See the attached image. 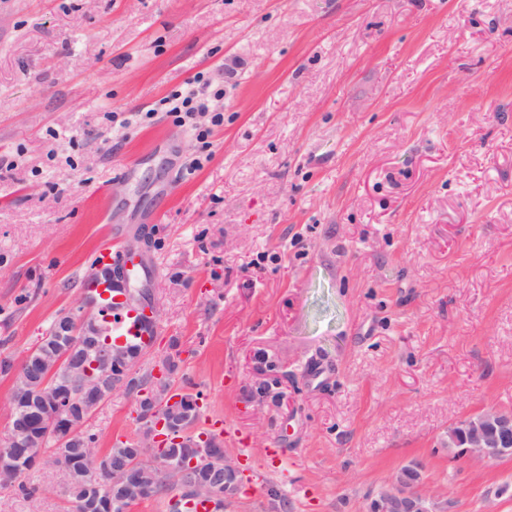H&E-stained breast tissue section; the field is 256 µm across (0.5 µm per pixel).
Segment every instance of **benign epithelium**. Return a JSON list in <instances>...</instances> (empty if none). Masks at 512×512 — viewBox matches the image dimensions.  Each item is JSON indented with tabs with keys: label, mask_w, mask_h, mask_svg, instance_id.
Instances as JSON below:
<instances>
[{
	"label": "benign epithelium",
	"mask_w": 512,
	"mask_h": 512,
	"mask_svg": "<svg viewBox=\"0 0 512 512\" xmlns=\"http://www.w3.org/2000/svg\"><path fill=\"white\" fill-rule=\"evenodd\" d=\"M89 312L90 309L82 307L72 312L69 322L56 332V347L42 349L37 345L29 351L31 355L38 354L47 376H63L76 387L74 403L79 408V418H74L69 410L61 407L56 414V420L62 422L63 429L67 430V439L79 434L83 423L113 393L124 390L127 384L126 370L121 366V351L107 343L92 347L85 344L81 326ZM152 376L154 391L140 392L138 403L159 396L170 416L186 413L189 400L182 399V394L167 386L161 363L154 365ZM35 401H51L57 405L60 399L54 397L53 390L47 388L44 381L24 393V399L12 398L11 413L19 412L22 403ZM162 427L160 423L156 430L145 431L135 438L133 446L138 448L136 461L129 466L125 464L112 468V480L98 487L99 497L110 512H129L133 505L141 502L145 491L144 478H154L161 470L170 475L189 496L206 497L214 502L236 495L239 463L228 456L221 444L214 448H185L181 453L167 458L164 465H159L153 448L160 441L157 431ZM47 438L48 434L45 433L36 439L31 431L9 424L6 435L0 438V483H10L19 475L20 468L13 457V448L33 441L41 448ZM448 444L461 449L464 454L487 460L512 456V414L487 411L462 419L448 429ZM201 457L219 460L222 468L212 471L207 482L185 483L184 475L197 465ZM34 462L38 465L48 464L62 472L70 471L63 456L55 451L39 452ZM419 483V468L400 470L392 483L372 500L370 512H438L427 495L418 488Z\"/></svg>",
	"instance_id": "obj_1"
}]
</instances>
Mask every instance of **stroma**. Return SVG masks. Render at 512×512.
Here are the masks:
<instances>
[{
    "instance_id": "35a3bbf8",
    "label": "stroma",
    "mask_w": 512,
    "mask_h": 512,
    "mask_svg": "<svg viewBox=\"0 0 512 512\" xmlns=\"http://www.w3.org/2000/svg\"><path fill=\"white\" fill-rule=\"evenodd\" d=\"M200 73L206 150L158 109ZM135 239L139 368L173 357L248 448L224 512H369L414 462L445 512H512V456L448 445L512 414V0H0V358ZM23 479L0 512H73Z\"/></svg>"
}]
</instances>
